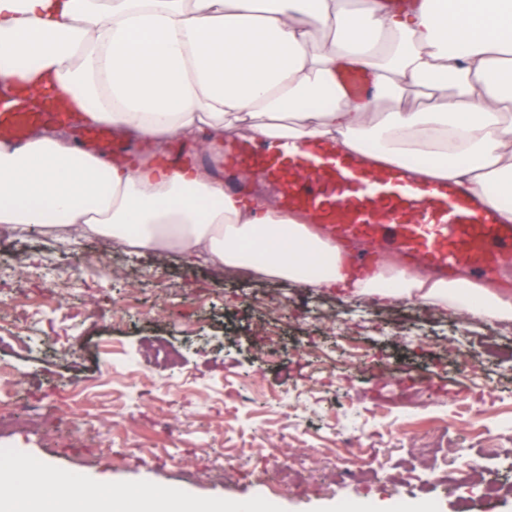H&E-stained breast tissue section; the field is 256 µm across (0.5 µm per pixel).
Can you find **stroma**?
I'll use <instances>...</instances> for the list:
<instances>
[{
    "instance_id": "obj_1",
    "label": "stroma",
    "mask_w": 512,
    "mask_h": 512,
    "mask_svg": "<svg viewBox=\"0 0 512 512\" xmlns=\"http://www.w3.org/2000/svg\"><path fill=\"white\" fill-rule=\"evenodd\" d=\"M96 246L0 233V276L15 288L0 304L1 382L45 420L0 430V467L21 455L94 482L264 512H512V495L460 485L476 466L512 482V331L121 245L106 269H83L81 289L41 280L44 265ZM274 300L288 315L264 320ZM462 343L465 357L441 351ZM158 346L177 364L156 365ZM373 354L390 379L434 375L419 407L375 404L376 378L361 364ZM281 458L305 466L311 485L261 484Z\"/></svg>"
}]
</instances>
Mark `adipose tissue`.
<instances>
[{"instance_id":"adipose-tissue-1","label":"adipose tissue","mask_w":512,"mask_h":512,"mask_svg":"<svg viewBox=\"0 0 512 512\" xmlns=\"http://www.w3.org/2000/svg\"><path fill=\"white\" fill-rule=\"evenodd\" d=\"M333 28L330 47L316 31ZM370 74L357 101L336 82ZM0 85L54 92L69 111L165 152L170 140L318 138L380 164L419 155L424 180L506 201L512 224V0H0ZM424 94L417 111L376 114L379 98ZM0 225L61 226L136 249L377 304L418 300L469 321H512V296L462 276L401 268L345 274L338 249L272 203L228 197L196 167H138L85 153L63 133L0 144ZM162 491L115 490L45 465L0 468V512H248Z\"/></svg>"}]
</instances>
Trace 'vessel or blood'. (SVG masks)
I'll list each match as a JSON object with an SVG mask.
<instances>
[{
  "mask_svg": "<svg viewBox=\"0 0 512 512\" xmlns=\"http://www.w3.org/2000/svg\"><path fill=\"white\" fill-rule=\"evenodd\" d=\"M79 130L87 152L123 160L127 148L108 127L85 124L49 102L0 94V139L24 144L40 126ZM256 170L278 188L282 208L303 215L332 242L369 238L386 250L438 274L463 271L477 278L512 266V224L495 203L449 180H414L410 166L370 167L359 154L307 139L224 148V191L238 192L235 171Z\"/></svg>",
  "mask_w": 512,
  "mask_h": 512,
  "instance_id": "b4317fda",
  "label": "vessel or blood"
}]
</instances>
